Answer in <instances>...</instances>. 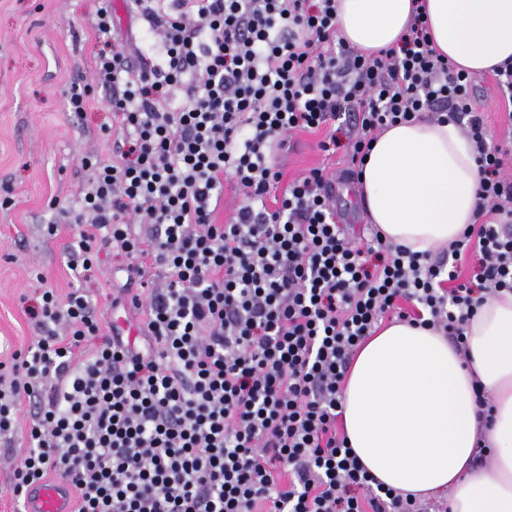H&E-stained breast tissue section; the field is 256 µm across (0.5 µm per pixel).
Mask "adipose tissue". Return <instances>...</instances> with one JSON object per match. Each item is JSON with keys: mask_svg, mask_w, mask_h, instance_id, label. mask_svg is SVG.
I'll return each instance as SVG.
<instances>
[{"mask_svg": "<svg viewBox=\"0 0 512 512\" xmlns=\"http://www.w3.org/2000/svg\"><path fill=\"white\" fill-rule=\"evenodd\" d=\"M414 0H336V34L365 54L399 43ZM429 35L449 63L489 73L512 62V0H424ZM478 153L459 125L434 119L386 128L357 184L370 224L414 252L448 247L478 221ZM467 356L443 332L393 320L356 352L342 424L362 466L385 487L449 512H512V293L484 300L465 326ZM489 394L490 423L476 390ZM493 448L475 462L478 443Z\"/></svg>", "mask_w": 512, "mask_h": 512, "instance_id": "obj_1", "label": "adipose tissue"}]
</instances>
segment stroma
Listing matches in <instances>:
<instances>
[{
  "instance_id": "1",
  "label": "stroma",
  "mask_w": 512,
  "mask_h": 512,
  "mask_svg": "<svg viewBox=\"0 0 512 512\" xmlns=\"http://www.w3.org/2000/svg\"><path fill=\"white\" fill-rule=\"evenodd\" d=\"M97 8L98 0H0V362L37 334L26 313L38 287L31 270L59 294L68 293L66 247L79 228L59 223L50 237L45 226L56 221L59 208L75 207L87 174L82 158L109 157L117 137L112 93L92 82L94 61L98 52L140 36L145 23L126 0H115V32L107 40L93 28ZM75 80L90 87L89 105L80 114L63 97ZM470 98L494 138L512 135L494 74L472 77ZM320 138L317 132L292 134L277 160L288 181L324 168L336 186L338 221L358 236L367 217L356 189L342 177L346 150L324 156ZM126 280L125 260L104 254L85 284L105 325L125 321L112 298Z\"/></svg>"
}]
</instances>
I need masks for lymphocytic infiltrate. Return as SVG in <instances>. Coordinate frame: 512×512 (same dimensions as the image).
I'll return each mask as SVG.
<instances>
[{
    "label": "lymphocytic infiltrate",
    "instance_id": "f902f5d3",
    "mask_svg": "<svg viewBox=\"0 0 512 512\" xmlns=\"http://www.w3.org/2000/svg\"><path fill=\"white\" fill-rule=\"evenodd\" d=\"M131 5L147 23L140 68L119 49L96 58L122 136L111 159L82 160L91 175L66 213L81 227L75 283L40 289V335L0 373V447L26 444L12 498L53 478L75 512H448L377 484L337 420L353 353L383 321L460 347L479 301L512 293V177L469 74L419 16L369 57L337 39L336 0ZM427 115L464 125L482 171L486 220L444 261L375 230L354 244L322 169L287 183L274 161L290 134L341 119L354 178L380 131ZM228 180L244 202L218 224ZM105 248L129 260L122 302L144 315L141 342L105 330L83 287Z\"/></svg>",
    "mask_w": 512,
    "mask_h": 512
}]
</instances>
